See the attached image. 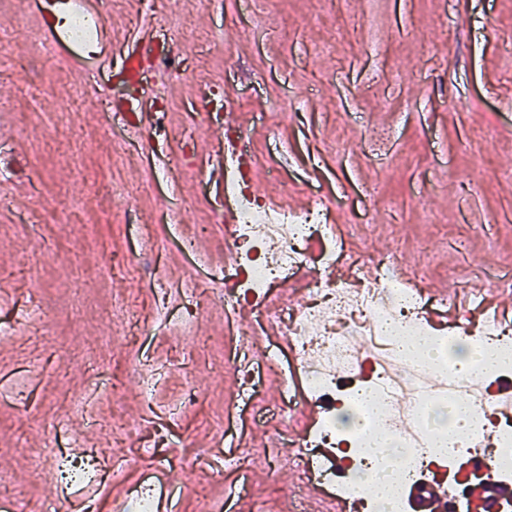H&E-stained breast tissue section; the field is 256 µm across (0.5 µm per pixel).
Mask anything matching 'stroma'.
Wrapping results in <instances>:
<instances>
[{
	"label": "stroma",
	"instance_id": "1",
	"mask_svg": "<svg viewBox=\"0 0 512 512\" xmlns=\"http://www.w3.org/2000/svg\"><path fill=\"white\" fill-rule=\"evenodd\" d=\"M111 57L143 31L155 36L192 28L180 45L187 73L153 70L165 86V137L126 122L100 131L98 92L66 52L55 67L33 58L42 17L33 0H0V53L25 60L0 79V321L17 331L0 341V475L30 505L54 504L51 477L29 464L46 425L68 415L81 440L134 454L137 438L106 441L84 417L69 415L71 397L101 372L125 391L120 406L99 401L97 415L162 431L181 487L177 512H205V498L231 490L224 470L229 446L214 428L240 382L224 364L238 345L248 309L233 313L199 300L193 338L155 320L147 279L163 272L170 304L224 260V128L212 113L231 96L234 124L247 128L253 193L268 205L301 212L319 195L337 228L362 231L349 241L357 254H393L400 274L431 294L481 295L494 311L512 312V291L494 272L512 270V0H119L108 17ZM74 109L63 112L61 104ZM294 109L274 122L272 107ZM73 136L90 140L74 170L62 148ZM141 187L133 208L78 207L87 185ZM211 227L196 254L180 247L197 225ZM128 256L112 278L104 258ZM85 289L71 306L73 282ZM49 309L46 333L22 317L33 300ZM127 310L147 334L103 346L108 311ZM73 351L60 358L59 348ZM163 379L151 402L141 395L139 369ZM203 389L179 420L186 376ZM273 418L245 419L241 452L289 449ZM207 449L195 463L196 448ZM293 470L251 474V512H288Z\"/></svg>",
	"mask_w": 512,
	"mask_h": 512
}]
</instances>
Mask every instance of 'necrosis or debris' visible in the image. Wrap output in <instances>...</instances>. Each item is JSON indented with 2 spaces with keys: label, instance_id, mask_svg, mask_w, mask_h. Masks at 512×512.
I'll list each match as a JSON object with an SVG mask.
<instances>
[{
  "label": "necrosis or debris",
  "instance_id": "1",
  "mask_svg": "<svg viewBox=\"0 0 512 512\" xmlns=\"http://www.w3.org/2000/svg\"><path fill=\"white\" fill-rule=\"evenodd\" d=\"M224 194L233 200L237 222L225 237L228 261L208 279V302L228 312L251 306L256 325L279 328L286 349L264 356L266 370L281 371L286 362L304 368L301 389L285 388L275 405L290 447L287 459L226 454L224 468L240 486L255 466L273 472L286 466L297 474L294 492L314 483L323 487L325 512L339 503L349 512H387L365 489L366 478L384 469L395 489L394 512H412L416 491L428 485L447 491L449 512H467L475 485L511 487L512 411L493 387L512 378V323L497 314L483 317L484 344L505 360L484 376L470 377L447 355L467 327L458 321L443 328L429 320L428 305L447 306V298L423 303L421 289L398 276L388 254L350 253L319 205L303 214L281 212L250 192L240 171L225 174ZM343 263L355 275L332 278V269ZM281 286L301 291L302 303L284 299L277 292ZM399 330L425 339L429 357L403 353L395 339ZM366 391L383 404L377 427L393 437L392 452L370 455L361 448L369 423L360 403ZM307 402L321 403L320 418L293 429ZM461 402L473 410L469 428L453 449L439 452L432 446V419ZM62 427L61 420L52 421L49 444L37 449L33 465L49 471L64 495L81 490L86 470L99 482L106 473L126 470L128 458L60 448Z\"/></svg>",
  "mask_w": 512,
  "mask_h": 512
}]
</instances>
